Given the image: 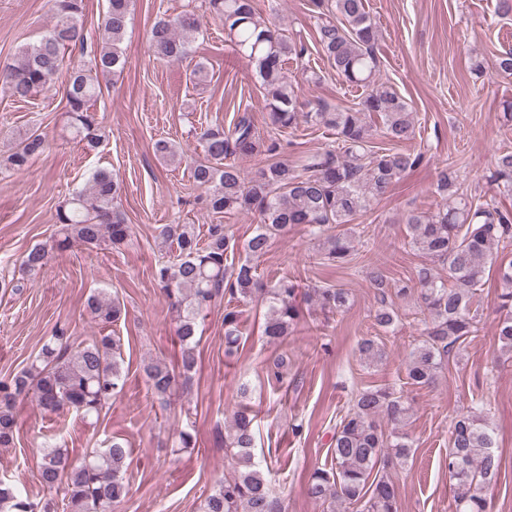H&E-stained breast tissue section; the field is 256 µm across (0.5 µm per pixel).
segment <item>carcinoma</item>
<instances>
[{
    "instance_id": "cac0c4a2",
    "label": "carcinoma",
    "mask_w": 512,
    "mask_h": 512,
    "mask_svg": "<svg viewBox=\"0 0 512 512\" xmlns=\"http://www.w3.org/2000/svg\"><path fill=\"white\" fill-rule=\"evenodd\" d=\"M54 23L43 37L23 46L16 64L0 70V88L25 101L51 86L59 77L66 98L68 127L86 151H94L108 137L91 107L101 88L99 75L119 76L126 59L125 39L131 0H108L102 16V41L89 64H66V51L84 46L81 18L83 0H51ZM317 8V45L330 66L347 84L362 89L352 106L338 109L324 102L300 99L298 83L288 79V57H299L305 48L290 40L274 23L257 12L253 0H208V8L224 24V34L247 59L264 91L268 119L276 130L300 124L323 126L335 135V145L311 154L301 170L274 161L244 176L232 162L276 143L264 145L251 115L243 112L226 129L200 131L202 157L190 166L199 186L207 188L206 205L214 214L255 212L260 224L239 244L213 224L206 239L184 224H165L162 242L176 239L177 255L157 266L154 279L176 312L181 343V370L187 376L196 367L198 319L213 299L228 292L246 302L255 297L266 304L263 335L276 342L290 334L301 314L296 283L282 277L263 283L256 261L264 256L277 236L301 226L322 242L321 260L343 268L356 252V231L328 234L334 224H353L374 202L385 197L407 173L423 163L421 153L377 148L372 145L373 126L382 122V133L393 144L414 139L416 121L408 103L391 85L379 78L375 47L381 32L366 10L365 0H314ZM200 28L192 13L160 18L151 29L154 55L167 61L192 57V43ZM49 148L47 138L35 131L25 135L6 160L5 168L25 169ZM155 152L169 162L180 161L183 151L166 139L154 144ZM490 182L501 193H512V151L495 158ZM120 183L111 171H96L87 187L72 195L57 210L58 230L51 246L37 245L21 261V271L36 277L52 260V252L75 245L86 248L118 247L130 236V226L117 206ZM436 194L440 201L427 211L407 214V245L429 260L416 270L420 308L427 320L421 338L411 348L406 364L407 384L424 388L434 383L448 365V357L477 326L470 304L486 268L500 243L512 237V212L495 198L476 202L460 193L458 170L439 169ZM238 263L228 258L238 253ZM448 271V279L437 269ZM377 293L373 319L382 328L398 321L391 296H406L411 288H392L377 266L368 268ZM496 308L499 319L494 339L512 352V261L499 266ZM303 300L328 314L345 311L351 302L346 288H310ZM91 318L103 331L84 343H75L64 326H58L43 344L30 366L0 380V447L14 443L18 430L17 405L33 399L46 413L75 412L98 417L124 389L120 337L105 329L126 315L125 305L105 293L91 294L86 303ZM239 311L224 310V352L239 345ZM360 359L369 366L387 358L384 346L367 338L359 343ZM151 393L168 400L177 380L174 371L158 361L143 366ZM411 406L404 387H368L358 391L346 414L336 423L332 437V467L316 469L305 484V495L315 503L356 505L360 512H399L398 487L385 473L387 467H403L412 457L413 440L405 430ZM256 415L248 404H239L224 438L233 451L235 468L207 496L202 512H284L282 500L273 494L269 466L255 458ZM495 432L480 402L455 420L448 440V475L453 486L454 512H491L487 489L500 473ZM128 450L117 437L103 442L81 460L70 458L59 444L43 448L40 484L47 491L63 490L68 512H109L129 494L124 480ZM55 497L30 499L18 480L0 479V512H57Z\"/></svg>"
}]
</instances>
